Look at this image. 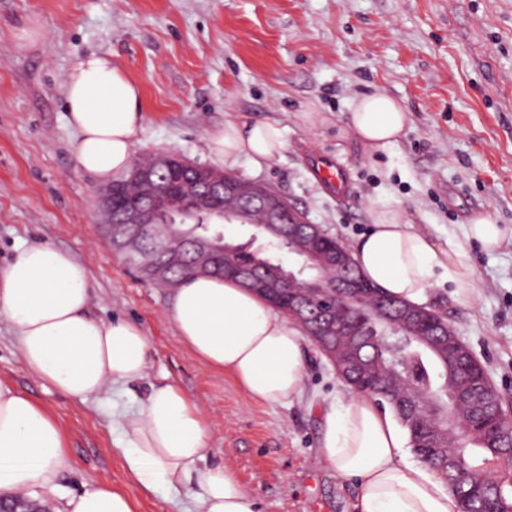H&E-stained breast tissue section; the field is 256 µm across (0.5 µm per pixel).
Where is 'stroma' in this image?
<instances>
[{
    "instance_id": "stroma-1",
    "label": "stroma",
    "mask_w": 512,
    "mask_h": 512,
    "mask_svg": "<svg viewBox=\"0 0 512 512\" xmlns=\"http://www.w3.org/2000/svg\"><path fill=\"white\" fill-rule=\"evenodd\" d=\"M91 53L110 55L142 90L136 155L209 164L208 137L225 121L273 123L281 153L233 171L310 223L349 246L373 209L392 207L440 245L462 244L471 287L437 276L426 304L512 408V243L488 252L465 235L480 213L512 226V0H0V267L24 244L69 252L88 271L91 312L136 321L151 344L141 379L78 402L30 373L0 316V381L50 411L72 459L55 492L35 487L29 498L61 507L106 484L135 512H192L185 489L141 490L119 449L123 415L164 384L210 415V464L234 470L259 512H354L358 494L317 453L321 411L351 396L331 365L308 351L298 399L253 400L182 342L168 317L173 290L142 282L102 234L98 183L77 164L63 97L66 75ZM375 92L400 100L410 121L374 154L349 114ZM316 154L343 166L347 197L311 176Z\"/></svg>"
}]
</instances>
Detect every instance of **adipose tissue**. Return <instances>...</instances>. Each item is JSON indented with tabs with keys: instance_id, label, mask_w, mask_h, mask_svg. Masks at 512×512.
Wrapping results in <instances>:
<instances>
[{
	"instance_id": "adipose-tissue-1",
	"label": "adipose tissue",
	"mask_w": 512,
	"mask_h": 512,
	"mask_svg": "<svg viewBox=\"0 0 512 512\" xmlns=\"http://www.w3.org/2000/svg\"><path fill=\"white\" fill-rule=\"evenodd\" d=\"M67 119L78 134L80 167L106 183L133 162L143 120L142 92L111 59H81L63 89ZM404 107L382 93L358 98L350 123L373 152L401 137ZM270 123L226 121L209 137V151L225 166L240 158L268 160L284 147ZM351 253L362 276L385 294L419 304L437 270L458 287L473 272L462 248L441 247L396 209L372 213L371 228ZM85 266L46 245L18 248L0 268V316L17 331L23 360L37 378L80 401L111 384L141 378L151 345L137 322L104 320L89 311ZM169 317L182 342L205 364L233 376L252 399L284 403L303 388L308 340L296 323L230 279L190 277L176 289ZM318 455L344 479L359 481L357 512H460L445 479L421 462H408V432L393 413L367 396L333 404L319 417ZM208 421L177 386L152 388L143 406L126 415L122 454L142 488L187 489L198 512H258L256 499L227 467L208 462ZM62 428L42 405L0 383V497L54 489L69 470ZM66 512H134L129 498L108 485L72 496Z\"/></svg>"
}]
</instances>
